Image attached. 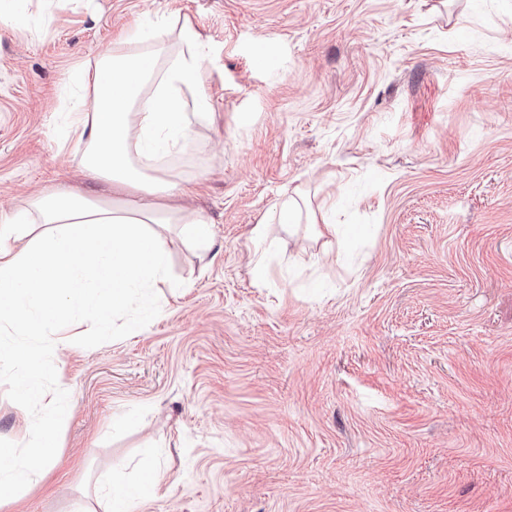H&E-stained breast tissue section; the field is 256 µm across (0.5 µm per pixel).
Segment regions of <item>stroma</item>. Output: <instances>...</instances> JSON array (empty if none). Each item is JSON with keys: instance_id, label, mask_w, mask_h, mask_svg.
<instances>
[{"instance_id": "stroma-1", "label": "stroma", "mask_w": 512, "mask_h": 512, "mask_svg": "<svg viewBox=\"0 0 512 512\" xmlns=\"http://www.w3.org/2000/svg\"><path fill=\"white\" fill-rule=\"evenodd\" d=\"M0 7V199L95 191L80 67L187 21L209 109L167 161L211 221L205 246L171 227L138 332L60 320L56 460L0 512L152 465L138 512H512V0ZM289 197L298 223L258 242ZM30 408L0 373V448Z\"/></svg>"}]
</instances>
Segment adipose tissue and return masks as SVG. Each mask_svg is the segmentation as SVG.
I'll use <instances>...</instances> for the list:
<instances>
[{
	"instance_id": "ef3b65f1",
	"label": "adipose tissue",
	"mask_w": 512,
	"mask_h": 512,
	"mask_svg": "<svg viewBox=\"0 0 512 512\" xmlns=\"http://www.w3.org/2000/svg\"><path fill=\"white\" fill-rule=\"evenodd\" d=\"M205 48L185 22L157 33L149 50L117 46L85 68L93 105L77 109L69 128L86 145V177L109 195L47 190L0 214V370L36 407L21 421V449L0 448V493L37 482L56 455L61 398L42 384L53 361L27 337L71 315L99 335L117 319L135 329L146 288L166 271V225L196 241L209 237L207 217L179 203L184 189L161 164L192 138L183 102L195 93ZM155 486L147 474L99 492L109 512H137Z\"/></svg>"
}]
</instances>
